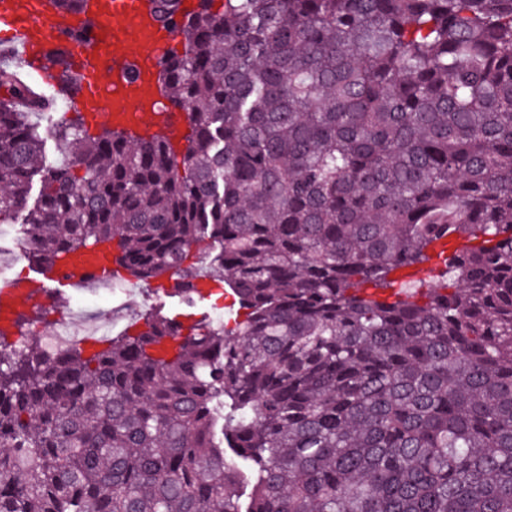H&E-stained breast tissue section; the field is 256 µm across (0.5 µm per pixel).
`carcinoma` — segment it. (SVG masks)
Listing matches in <instances>:
<instances>
[{
    "instance_id": "obj_1",
    "label": "carcinoma",
    "mask_w": 512,
    "mask_h": 512,
    "mask_svg": "<svg viewBox=\"0 0 512 512\" xmlns=\"http://www.w3.org/2000/svg\"><path fill=\"white\" fill-rule=\"evenodd\" d=\"M201 2L160 75L181 149L45 130L0 66L29 260L108 247L188 306L207 264L240 310L55 360L0 332V512H512V0Z\"/></svg>"
}]
</instances>
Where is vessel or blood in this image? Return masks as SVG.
Wrapping results in <instances>:
<instances>
[{"instance_id":"b4317fda","label":"vessel or blood","mask_w":512,"mask_h":512,"mask_svg":"<svg viewBox=\"0 0 512 512\" xmlns=\"http://www.w3.org/2000/svg\"><path fill=\"white\" fill-rule=\"evenodd\" d=\"M88 19L95 23L90 41L78 35ZM181 39L178 28L155 14L152 0H84L77 13L57 9L53 0H0V44L10 58L51 85L56 71L49 55L60 51L76 82L73 102L90 122L142 131L160 118L176 140L190 119L166 113L158 63ZM113 266L108 250L71 254L37 269L27 281L0 286V321L48 284L67 285L87 274L102 280Z\"/></svg>"}]
</instances>
